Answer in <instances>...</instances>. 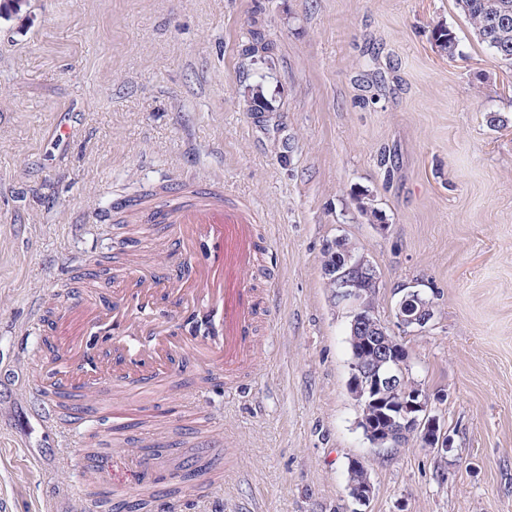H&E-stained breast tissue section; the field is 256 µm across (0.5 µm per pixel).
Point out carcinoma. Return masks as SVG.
Instances as JSON below:
<instances>
[{
  "instance_id": "carcinoma-1",
  "label": "carcinoma",
  "mask_w": 512,
  "mask_h": 512,
  "mask_svg": "<svg viewBox=\"0 0 512 512\" xmlns=\"http://www.w3.org/2000/svg\"><path fill=\"white\" fill-rule=\"evenodd\" d=\"M456 6L477 39L500 59L512 63V0H456ZM433 40L444 55L456 54L458 40L451 28L437 26ZM248 103L251 112H270L273 108L261 82L249 86Z\"/></svg>"
}]
</instances>
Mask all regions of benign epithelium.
I'll list each match as a JSON object with an SVG mask.
<instances>
[{"label":"benign epithelium","mask_w":512,"mask_h":512,"mask_svg":"<svg viewBox=\"0 0 512 512\" xmlns=\"http://www.w3.org/2000/svg\"><path fill=\"white\" fill-rule=\"evenodd\" d=\"M330 282L336 305L349 310L352 334L370 336L373 340L369 359L356 357L351 363V394L358 405L365 407L385 392L391 396L384 425L372 428L365 420H359L373 445L394 448L399 437L406 435L427 448L448 452L452 439L439 418L432 414L435 398L421 386L405 387V358L394 346L396 338L389 327L369 305L368 286L378 285V274L372 263L363 255L349 252L336 263ZM432 309L433 301L420 290H407L396 306L397 328L404 333L424 329L433 317ZM348 490L360 506L368 504L373 495L368 480L351 484Z\"/></svg>","instance_id":"7a95c632"}]
</instances>
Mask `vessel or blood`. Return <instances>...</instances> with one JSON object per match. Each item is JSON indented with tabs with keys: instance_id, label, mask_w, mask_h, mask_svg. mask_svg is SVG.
<instances>
[{
	"instance_id": "vessel-or-blood-1",
	"label": "vessel or blood",
	"mask_w": 512,
	"mask_h": 512,
	"mask_svg": "<svg viewBox=\"0 0 512 512\" xmlns=\"http://www.w3.org/2000/svg\"><path fill=\"white\" fill-rule=\"evenodd\" d=\"M96 220L168 225L185 263L155 276L130 268L118 278L102 257L90 255L72 265L55 313H48L45 297L35 299L33 322H53L64 338L44 339L22 373L0 364V383L17 380L32 394L43 432L63 438L86 421L82 398L89 386L159 391L190 372L208 388H232L255 358L268 307L248 284L268 254L259 208L226 195L220 180L182 176L154 195L117 202ZM151 445L152 453L132 456L144 477L168 442L156 437Z\"/></svg>"
}]
</instances>
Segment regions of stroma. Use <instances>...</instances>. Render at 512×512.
Segmentation results:
<instances>
[{"mask_svg": "<svg viewBox=\"0 0 512 512\" xmlns=\"http://www.w3.org/2000/svg\"><path fill=\"white\" fill-rule=\"evenodd\" d=\"M439 24L455 56L435 46ZM256 37L274 47L273 112L244 96ZM60 121L78 127L72 140L54 141ZM190 173L261 212L277 285L254 364L233 390L94 392V414H164L118 444L69 440L62 456L29 393L0 388V512L74 501L97 453L136 500L122 453L159 431L194 460L189 422L226 446L210 487L182 488L181 512H354L356 458L374 488L367 512H512V65L455 0H26L0 17V362L36 348L32 300L110 235L130 237L142 267L175 263L132 225L78 219ZM363 194L382 225L360 212ZM339 238L375 266L387 325L409 284L434 303L429 327L401 341L410 379L443 396L447 455L414 440L375 448L358 426L350 319L323 269Z\"/></svg>", "mask_w": 512, "mask_h": 512, "instance_id": "35a3bbf8", "label": "stroma"}]
</instances>
